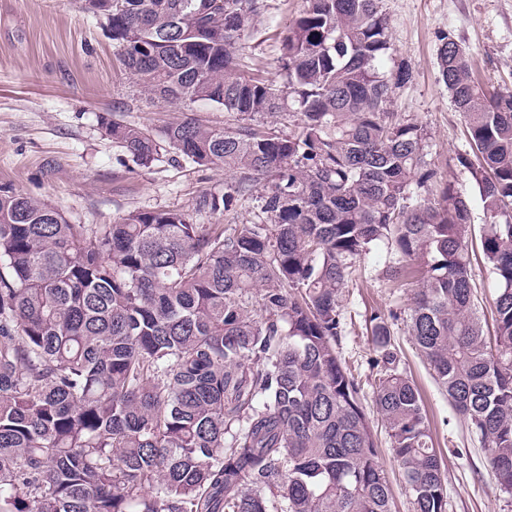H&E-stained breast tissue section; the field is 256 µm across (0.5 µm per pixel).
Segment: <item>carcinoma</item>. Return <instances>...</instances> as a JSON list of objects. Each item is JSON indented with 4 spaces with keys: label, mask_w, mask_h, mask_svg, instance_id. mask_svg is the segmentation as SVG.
<instances>
[{
    "label": "carcinoma",
    "mask_w": 512,
    "mask_h": 512,
    "mask_svg": "<svg viewBox=\"0 0 512 512\" xmlns=\"http://www.w3.org/2000/svg\"><path fill=\"white\" fill-rule=\"evenodd\" d=\"M382 0H307L288 25L279 87L240 63L264 0H84L140 93L207 102L222 127L174 121L156 139L101 125L138 165L160 149L222 165L224 194L117 224H70L0 192V512H391L361 398L342 361L341 296L374 248L386 278L421 286L406 326L435 380L512 495V90L489 92L438 51L472 156L457 157L487 221L495 336L476 315L469 201L435 197L427 130L388 111ZM279 114L288 129L258 117ZM260 191L255 218L237 204ZM392 311L366 320L375 406L414 512H448L442 450L399 369Z\"/></svg>",
    "instance_id": "obj_1"
}]
</instances>
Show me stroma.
Here are the masks:
<instances>
[{"mask_svg":"<svg viewBox=\"0 0 512 512\" xmlns=\"http://www.w3.org/2000/svg\"><path fill=\"white\" fill-rule=\"evenodd\" d=\"M265 4L242 39L243 54L280 85L283 36L307 3ZM382 9L391 50L381 67L388 73L403 64L412 70L388 109L426 127L428 163L469 201L472 284L484 331L494 335L497 283L480 246L486 215L470 173L457 162L470 145L464 117L439 79L437 56L443 36L453 35L486 90L512 87V0H382ZM106 114L156 133L186 116L217 127L225 119L224 110L205 102L179 108L147 101L120 71L108 31L83 0H0V190L43 200L73 224H114L130 213L158 209L180 211L194 224L223 223V213L201 204L223 194V166L200 170L172 161L167 152L149 166L137 165L106 135L100 124ZM394 259L381 247L358 260L359 275L341 297L347 328L339 352L363 386L392 512H413L388 432L375 414V374L367 364L373 344L366 317L375 309L407 310L415 290L386 280L384 271ZM392 331L400 367L421 394L437 447L447 452L448 512H512V497L499 490L483 449L413 346L405 321H395Z\"/></svg>","mask_w":512,"mask_h":512,"instance_id":"obj_1","label":"stroma"}]
</instances>
